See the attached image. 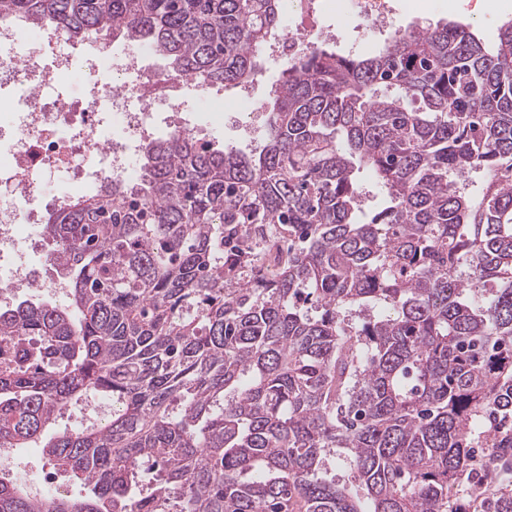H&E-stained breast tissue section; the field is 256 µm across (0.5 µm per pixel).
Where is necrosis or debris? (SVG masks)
<instances>
[{
  "label": "necrosis or debris",
  "mask_w": 512,
  "mask_h": 512,
  "mask_svg": "<svg viewBox=\"0 0 512 512\" xmlns=\"http://www.w3.org/2000/svg\"><path fill=\"white\" fill-rule=\"evenodd\" d=\"M364 34L395 33L402 21L386 0H346ZM317 0H287L288 25L269 39L267 51L283 62L328 36L316 14ZM149 49L106 50L67 39L55 27L13 15L0 16V304L31 291L64 300L65 278L52 257L34 264L38 244L21 238L22 227L42 223L45 211L74 198L71 183L132 182L134 157L155 140L156 110L168 129L207 143L204 130L183 115L187 78L161 75L146 66ZM79 83V97L69 94ZM115 125L119 134L106 133ZM66 175L68 185L44 196V176Z\"/></svg>",
  "instance_id": "1"
}]
</instances>
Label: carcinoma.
Listing matches in <instances>:
<instances>
[{"instance_id":"cac0c4a2","label":"carcinoma","mask_w":512,"mask_h":512,"mask_svg":"<svg viewBox=\"0 0 512 512\" xmlns=\"http://www.w3.org/2000/svg\"><path fill=\"white\" fill-rule=\"evenodd\" d=\"M280 9L0 0L232 88ZM273 94L259 153L171 133L141 183L50 215L70 294L0 306V449L83 493L0 475V512H512V20L492 47L455 20L319 44ZM19 453V467L39 470L42 471L45 460L42 457L41 448H16ZM0 464L2 469L6 471L15 472L18 476H25L27 478L28 471L26 469L21 470L16 462V455L11 451H1L0 453ZM49 471V467L46 466L44 471L39 472L32 479H29L30 484L43 485L45 494L50 490L60 489L57 484V478L62 482L63 489L60 494L69 495L70 497H76L82 493V488L79 484L69 481L68 478L63 475L55 476ZM57 477V478H56ZM58 494V495H60ZM57 495V496H58Z\"/></svg>"}]
</instances>
